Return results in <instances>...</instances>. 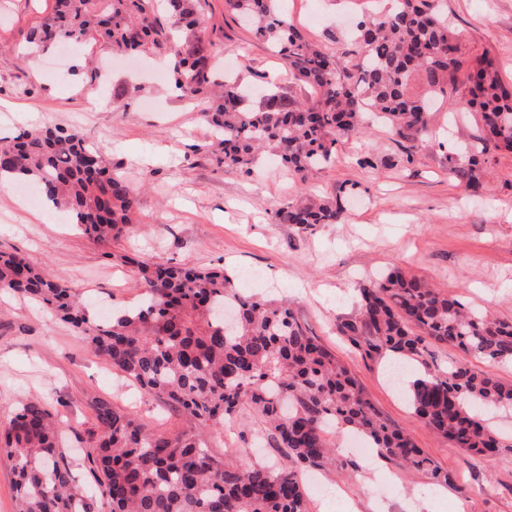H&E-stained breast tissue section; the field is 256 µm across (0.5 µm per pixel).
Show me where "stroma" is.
I'll return each mask as SVG.
<instances>
[{
	"label": "stroma",
	"instance_id": "obj_1",
	"mask_svg": "<svg viewBox=\"0 0 512 512\" xmlns=\"http://www.w3.org/2000/svg\"><path fill=\"white\" fill-rule=\"evenodd\" d=\"M54 0H0V137L37 126L74 128L108 152L137 191L140 223L117 242L102 246L85 237L73 215L47 206L43 195L21 202L16 186L0 192V250H11L48 267L85 300L109 315L137 298L127 256L141 252L161 262L187 260L224 267L239 290L288 302L302 326L328 346L354 374L365 395L391 424L410 434L418 448L452 479L431 512H512V451L474 460L430 430L392 383L391 354L365 355L336 331V319L356 309L358 282L369 272L397 266L457 297L465 306L512 320V152L487 155L485 192L476 199L448 171L433 141L408 144L382 124L338 147L335 164L307 182L282 165L259 159L253 175L224 169L196 152L210 132L199 114L203 104L174 93L169 67L154 58H116L111 73L91 79L87 65L103 56L100 43L58 45L31 52V29L53 13ZM465 61L492 60L502 84L512 89V0H444ZM207 33L230 74L263 87L289 86L295 97L311 91L288 82L282 59L257 42L246 26L225 13L224 0H203ZM289 18L310 40L335 38L349 46L352 20L370 10L369 0H285ZM457 111L436 114L449 127L448 144L461 149L479 135L476 114L462 92H447ZM412 155H405V147ZM371 154L374 165L356 159ZM355 186L340 223L304 229L277 223V207L307 187L335 197ZM444 370L465 364L512 384V365L488 362L454 346L434 345L427 358ZM40 399L54 414L66 447L77 446L94 427L92 402L102 398L158 431L185 421L122 379L85 337L51 312L17 295L0 296V423L20 402ZM262 422L245 410L208 439L211 453L233 466L282 468L284 454L255 438ZM334 461L308 470L309 512H336V491L354 505L374 500L385 512H416L406 496L428 476L393 462L377 481L364 482L368 456L348 450V436L328 431ZM351 468H340L341 460Z\"/></svg>",
	"mask_w": 512,
	"mask_h": 512
}]
</instances>
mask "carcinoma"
I'll use <instances>...</instances> for the list:
<instances>
[{"label": "carcinoma", "mask_w": 512, "mask_h": 512, "mask_svg": "<svg viewBox=\"0 0 512 512\" xmlns=\"http://www.w3.org/2000/svg\"><path fill=\"white\" fill-rule=\"evenodd\" d=\"M381 14L357 22V49L342 52L308 40L276 7V0H224L245 18L252 36L285 60L296 84L313 89L301 102L276 84L252 108L240 84L224 79L200 0H55L52 17L35 26L28 43L46 51L61 40H102L114 53L173 60L175 85L208 105L210 128L198 146L224 167L251 173L263 152L306 182L336 160L344 137L364 133L377 114L401 138L427 137L432 111L413 93L445 92L462 68L458 35L440 0H391ZM463 84L479 115L482 136L463 160L446 151L448 168L473 194L483 186L485 155L512 152V91L482 60ZM36 183L47 201L70 211L97 244L119 240L135 221L137 199L101 148L76 129L59 126L0 137V177ZM351 192L332 201L303 193L274 212L282 224H337ZM139 302L110 322L95 321L70 286L24 257L0 251V289L45 306L86 337L93 351L125 378L176 407L191 426L157 432L103 399L92 404L84 462L99 495L76 483L74 464L60 444L52 414L38 401L22 404L0 432V450L15 460L16 512H309L298 469L335 455L326 427L359 434L384 459L424 470L450 483L412 438L388 423L350 370L308 335L287 304L239 292L223 268L190 262L132 260ZM355 312L338 332L367 354L391 353L417 363L408 384L414 414L456 447L485 458L508 450L482 412L512 407V386L466 365L433 371L424 359L433 342L476 358L512 363V321L467 310L455 297L393 268L357 285ZM253 409L266 424L288 468H238L206 449L204 432Z\"/></svg>", "instance_id": "carcinoma-1"}]
</instances>
